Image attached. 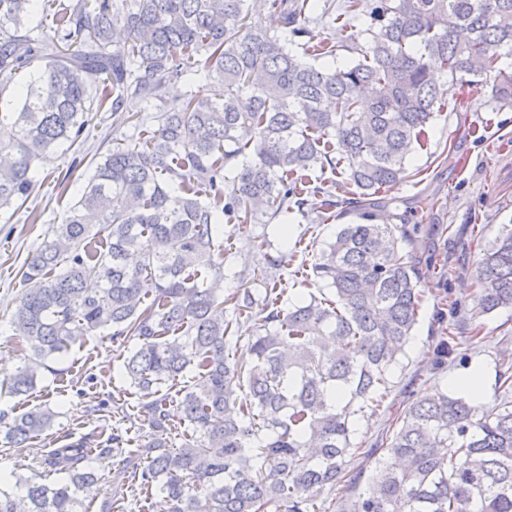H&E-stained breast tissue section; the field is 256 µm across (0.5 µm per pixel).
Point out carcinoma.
<instances>
[{
  "instance_id": "1",
  "label": "carcinoma",
  "mask_w": 512,
  "mask_h": 512,
  "mask_svg": "<svg viewBox=\"0 0 512 512\" xmlns=\"http://www.w3.org/2000/svg\"><path fill=\"white\" fill-rule=\"evenodd\" d=\"M35 2L0 0V127L12 131L0 139V208L25 204L43 159L83 138L91 84L136 133L115 139L28 259L11 321L27 357L9 393L30 397L46 372L64 380L55 364L72 338L106 332L121 347L135 341L122 373L137 416L181 440L151 438L130 455L131 489L163 493L170 512H332L341 485L357 493L352 512H512V365L498 371L499 403L477 408L437 387L371 449L382 457L366 488L350 470L354 418L387 395L422 301L420 258L399 248L413 235L375 223V210L411 177L410 156L448 106L435 73L491 74L496 99L512 105V73L497 68L512 52V0H345L338 14L333 0H42L39 39ZM261 11L279 30L252 23ZM353 13L370 35L361 59L315 64L346 40L314 28ZM185 77L216 86L215 99L190 93L168 109L165 87ZM318 166L344 179L313 186ZM311 196L324 215L341 202L359 215L312 264L332 296L282 308L273 257L255 313L244 279L224 285V224L301 211ZM476 280L469 318L512 309V232L486 250ZM243 319L256 326L247 358L235 353ZM457 356L456 337H437L432 364ZM58 416L36 406L0 412V423L20 447ZM94 453L85 440L51 449L59 478L15 476L0 512H81Z\"/></svg>"
}]
</instances>
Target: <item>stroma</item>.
<instances>
[{"label": "stroma", "mask_w": 512, "mask_h": 512, "mask_svg": "<svg viewBox=\"0 0 512 512\" xmlns=\"http://www.w3.org/2000/svg\"><path fill=\"white\" fill-rule=\"evenodd\" d=\"M441 83L453 86L455 93L447 98L448 109L433 120L427 146L417 150L409 162L417 175L391 190L389 205L378 213L383 221L389 214L416 207L422 196L437 201L429 221L415 234L423 274L419 323L383 405L357 418L355 439L367 446L380 440L391 419L407 404L435 386H447L472 364L484 368L486 404L498 402L497 373L512 357V341L502 339L504 332L512 329V309L480 319L484 341L478 345L468 340V323L439 314L444 297L470 302L484 251L502 231L512 228V106L499 103L490 84H470L465 75L446 74ZM133 132L124 113L107 108L93 113L89 138L51 155L37 170V186L24 209L0 210V381L12 374L25 356L11 318L26 290L22 273L29 257L77 200L80 177L92 173L115 137ZM71 169L77 170L79 178L71 182L67 193H59L57 183ZM32 211L39 215L34 224L28 220ZM356 220L353 212L340 206L328 219L306 208L293 211L284 222L275 219L250 225L236 235L232 251L225 253L224 272L246 271L253 278L255 295L263 296L261 275L268 269L267 259L283 251L284 239H291L297 252L280 270L286 290L283 302L291 304L300 295L317 292L318 283L309 277L316 255L340 225ZM445 328L457 338L459 357L442 367L423 370V353ZM122 354V348L109 338L93 334L77 339L65 360L73 368L70 379L59 381L46 375L31 399L32 404H46L57 411L53 426L25 447L0 446V471L53 480V473L43 463L48 452L87 438L100 451L91 461L98 481L86 497L87 512H160L166 505L164 495L156 492L146 500L133 496L117 479L125 456L103 450V433L115 428L134 440H175L169 430L153 431L138 419L125 417L118 402V392L126 386L121 375Z\"/></svg>", "instance_id": "obj_1"}]
</instances>
